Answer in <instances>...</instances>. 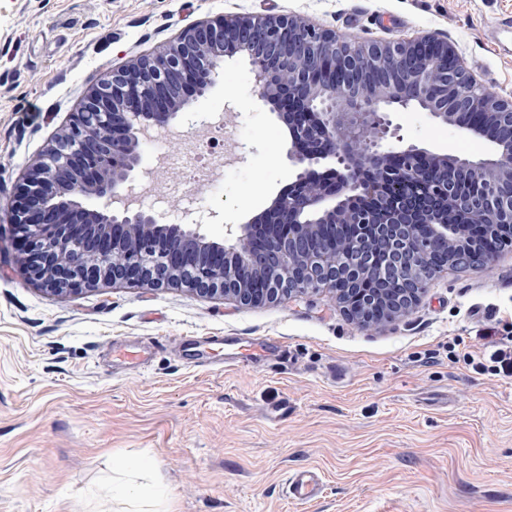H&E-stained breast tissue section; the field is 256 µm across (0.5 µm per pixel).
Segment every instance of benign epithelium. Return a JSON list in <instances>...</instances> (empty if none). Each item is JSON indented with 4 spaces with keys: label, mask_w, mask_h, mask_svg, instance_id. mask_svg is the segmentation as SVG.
<instances>
[{
    "label": "benign epithelium",
    "mask_w": 512,
    "mask_h": 512,
    "mask_svg": "<svg viewBox=\"0 0 512 512\" xmlns=\"http://www.w3.org/2000/svg\"><path fill=\"white\" fill-rule=\"evenodd\" d=\"M235 55L287 126L296 176L214 238L191 212L171 224L166 211L138 206L132 173L143 141L209 92L219 61ZM393 104L478 135L496 154L406 144ZM325 160L336 161L328 177L312 176ZM462 178L484 191L460 193ZM75 195L102 205L86 208ZM453 211L493 227L494 243L448 224ZM10 224L27 273L53 295L127 283L256 306L327 288L358 324L390 322L416 307L434 273L487 265L512 245V99L488 93L435 33L350 43L290 13L196 20L155 54L89 79L71 123L26 171ZM345 224L352 234L336 250L330 242Z\"/></svg>",
    "instance_id": "1"
}]
</instances>
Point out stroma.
<instances>
[{"mask_svg":"<svg viewBox=\"0 0 512 512\" xmlns=\"http://www.w3.org/2000/svg\"><path fill=\"white\" fill-rule=\"evenodd\" d=\"M290 13L349 42L445 36L491 94L512 98V0H0V512H118V462L150 459L165 512H512V378L476 352L512 336V250L445 270L407 317L353 323L328 290L258 306L184 287L103 284L64 297L29 280L9 207L29 165L67 127L88 80L151 54L188 23ZM223 113V177L179 186L164 210L256 214L294 178L289 135L245 60L162 132L176 153L198 116ZM405 142L472 158L493 147L417 107ZM275 338V345L259 343ZM319 497L287 493L293 472ZM320 491V477L314 470H301L288 477V494L295 500H313Z\"/></svg>","mask_w":512,"mask_h":512,"instance_id":"stroma-1","label":"stroma"}]
</instances>
